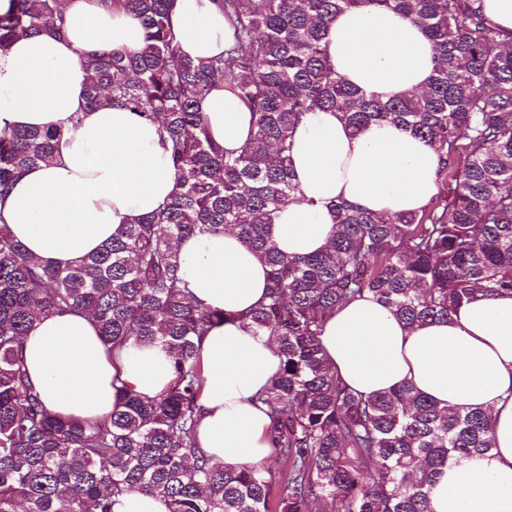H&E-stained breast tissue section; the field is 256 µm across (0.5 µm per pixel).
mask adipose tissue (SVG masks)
<instances>
[{"label":"adipose tissue","instance_id":"ef3b65f1","mask_svg":"<svg viewBox=\"0 0 512 512\" xmlns=\"http://www.w3.org/2000/svg\"><path fill=\"white\" fill-rule=\"evenodd\" d=\"M61 6L65 37L21 38L0 55V125L56 134L51 164L26 169L0 195V224L28 253L65 267L156 211L176 192L177 179L157 120L88 103L84 58L140 48L137 16L105 9L100 0ZM171 20L182 55L194 61L219 56L228 43L213 0H173ZM325 43L338 73L384 100L424 90L436 65L421 27L384 10L346 11ZM199 110L213 141L240 152L252 128L247 105L218 86ZM291 158L301 200L278 211L269 230L292 257L329 245L335 203L380 215L419 213L437 192L438 154L388 122L356 133L337 112L308 113L294 132ZM180 275L196 304L226 316L198 343L205 387L196 442L212 462L260 465L273 452L271 410L261 395L282 357L269 333L240 318L264 295L267 268L226 232L184 241ZM319 340L326 363L356 393L410 385L442 406L487 410L494 448L441 469L429 488L431 512H512V292L476 294L449 319L412 329L366 294L329 318ZM24 359L47 411L85 423L107 419L119 389L152 398L173 380L164 346L109 352L87 313L38 316Z\"/></svg>","mask_w":512,"mask_h":512}]
</instances>
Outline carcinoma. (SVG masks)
Masks as SVG:
<instances>
[{"mask_svg":"<svg viewBox=\"0 0 512 512\" xmlns=\"http://www.w3.org/2000/svg\"><path fill=\"white\" fill-rule=\"evenodd\" d=\"M231 39L208 62L180 54L171 0H102L136 14L144 39L85 60L89 103L108 99L155 118L179 191L65 269L28 255L0 227V512H113L136 490L168 512H430L427 487L449 460L494 448L491 420L439 406L409 386L356 394L325 363L318 336L365 293L407 326L446 320L477 293L512 291V32L483 0H214ZM61 0H9L0 54L22 36H61ZM419 24L436 66L429 87L381 100L336 72L324 40L356 8ZM252 113L237 155L208 136L197 103L215 78ZM332 109L355 132L377 122L411 131L455 181L444 203L379 217L336 204V233L291 258L272 241L274 214L299 201L296 127ZM51 131L0 127V193L53 160ZM233 231L269 268L243 320L277 343L282 367L265 393L283 469L213 464L195 442L205 378L197 341L224 313L194 304L179 275L192 236ZM88 312L110 348L163 345L174 380L154 399L120 390L102 425L51 415L24 368L36 317Z\"/></svg>","mask_w":512,"mask_h":512,"instance_id":"obj_1","label":"carcinoma"}]
</instances>
